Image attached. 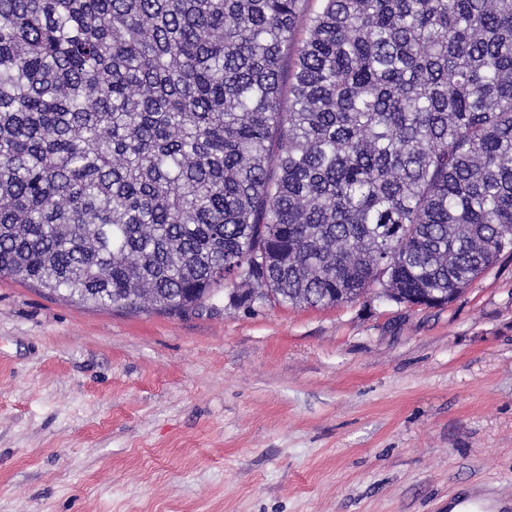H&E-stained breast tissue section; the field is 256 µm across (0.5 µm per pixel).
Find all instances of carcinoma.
I'll return each instance as SVG.
<instances>
[{
    "label": "carcinoma",
    "mask_w": 512,
    "mask_h": 512,
    "mask_svg": "<svg viewBox=\"0 0 512 512\" xmlns=\"http://www.w3.org/2000/svg\"><path fill=\"white\" fill-rule=\"evenodd\" d=\"M0 0V276L171 314L512 258V0Z\"/></svg>",
    "instance_id": "obj_1"
}]
</instances>
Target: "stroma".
<instances>
[{
    "label": "stroma",
    "instance_id": "1",
    "mask_svg": "<svg viewBox=\"0 0 512 512\" xmlns=\"http://www.w3.org/2000/svg\"><path fill=\"white\" fill-rule=\"evenodd\" d=\"M512 512V262L186 316L0 277V512Z\"/></svg>",
    "mask_w": 512,
    "mask_h": 512
}]
</instances>
